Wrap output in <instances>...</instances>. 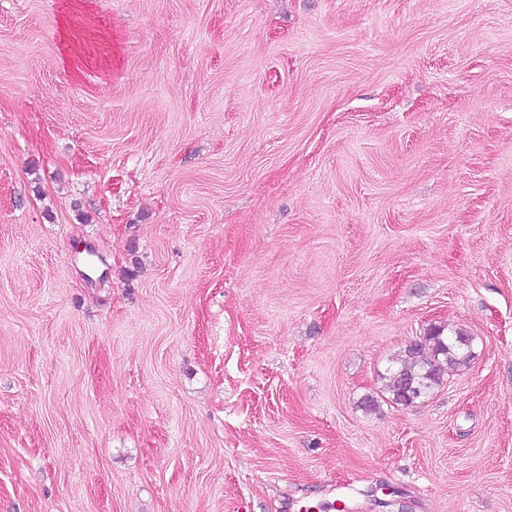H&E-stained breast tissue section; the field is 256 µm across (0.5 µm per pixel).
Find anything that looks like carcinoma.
I'll list each match as a JSON object with an SVG mask.
<instances>
[{
	"label": "carcinoma",
	"instance_id": "1",
	"mask_svg": "<svg viewBox=\"0 0 512 512\" xmlns=\"http://www.w3.org/2000/svg\"><path fill=\"white\" fill-rule=\"evenodd\" d=\"M474 357L472 337L460 331L449 335L442 326L430 328L393 358L387 369L391 401L406 407L423 401L448 370L466 368Z\"/></svg>",
	"mask_w": 512,
	"mask_h": 512
}]
</instances>
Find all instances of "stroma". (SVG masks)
I'll return each instance as SVG.
<instances>
[{
    "instance_id": "stroma-1",
    "label": "stroma",
    "mask_w": 512,
    "mask_h": 512,
    "mask_svg": "<svg viewBox=\"0 0 512 512\" xmlns=\"http://www.w3.org/2000/svg\"><path fill=\"white\" fill-rule=\"evenodd\" d=\"M340 503L512 512V0H0V512ZM445 330L431 327L393 358L387 376L388 393L395 404L420 403L443 382L448 369L461 370L474 359L473 338L461 331L448 335Z\"/></svg>"
}]
</instances>
